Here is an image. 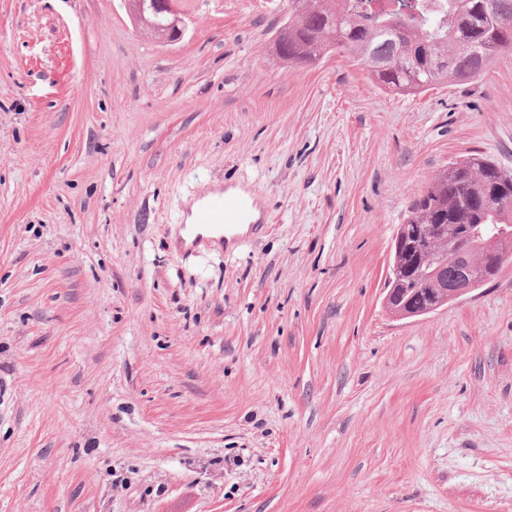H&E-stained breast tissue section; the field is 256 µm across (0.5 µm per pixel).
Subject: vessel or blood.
I'll use <instances>...</instances> for the list:
<instances>
[{"label":"vessel or blood","mask_w":512,"mask_h":512,"mask_svg":"<svg viewBox=\"0 0 512 512\" xmlns=\"http://www.w3.org/2000/svg\"><path fill=\"white\" fill-rule=\"evenodd\" d=\"M254 198L249 194L222 193L206 200L196 223L186 225L191 248L207 245L209 240L223 242L226 231L252 221Z\"/></svg>","instance_id":"vessel-or-blood-1"}]
</instances>
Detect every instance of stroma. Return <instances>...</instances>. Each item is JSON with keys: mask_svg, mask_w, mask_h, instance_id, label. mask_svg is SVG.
I'll list each match as a JSON object with an SVG mask.
<instances>
[{"mask_svg": "<svg viewBox=\"0 0 512 512\" xmlns=\"http://www.w3.org/2000/svg\"><path fill=\"white\" fill-rule=\"evenodd\" d=\"M0 0V512H512V265L383 307L413 199L512 170V52L473 84L285 65L287 0ZM239 185L261 227L179 246ZM128 5L131 10L137 17L142 27L153 34L158 33L157 25L154 22H151L146 14H154L157 10H163V12L168 16L169 23L165 26L167 28L166 31L171 32V39L168 38L167 32L160 34V40H165L166 42L175 43L179 41L185 29L184 22V13H182L176 6V1L174 0H133L129 1Z\"/></svg>", "mask_w": 512, "mask_h": 512, "instance_id": "35a3bbf8", "label": "stroma"}]
</instances>
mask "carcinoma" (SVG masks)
Instances as JSON below:
<instances>
[{
  "instance_id": "cac0c4a2",
  "label": "carcinoma",
  "mask_w": 512,
  "mask_h": 512,
  "mask_svg": "<svg viewBox=\"0 0 512 512\" xmlns=\"http://www.w3.org/2000/svg\"><path fill=\"white\" fill-rule=\"evenodd\" d=\"M427 0H288V19L278 32L279 57L289 65L314 64L342 48L348 60L367 65L378 87L415 95L441 83L480 80L502 53L512 51V27L498 22L512 13V0H444L433 14ZM388 39L403 47L402 59L376 67L372 54L386 56ZM407 233L425 236L416 250L391 252V263L403 275L395 288L407 291L417 270L432 271L448 259V241L465 234L466 224H512V173L495 161L470 155L441 170L420 195L407 219ZM438 224L444 231L435 232ZM489 234L468 237L469 248L448 264V277L458 268L487 270L488 253L512 250L511 241L487 244Z\"/></svg>"
}]
</instances>
